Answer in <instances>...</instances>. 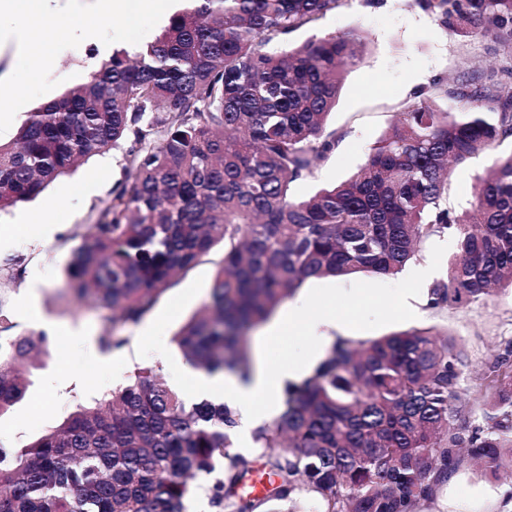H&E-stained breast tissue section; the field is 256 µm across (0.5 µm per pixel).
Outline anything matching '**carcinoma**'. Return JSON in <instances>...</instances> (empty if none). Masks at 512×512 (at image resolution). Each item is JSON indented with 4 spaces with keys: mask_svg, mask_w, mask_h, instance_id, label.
<instances>
[{
    "mask_svg": "<svg viewBox=\"0 0 512 512\" xmlns=\"http://www.w3.org/2000/svg\"><path fill=\"white\" fill-rule=\"evenodd\" d=\"M131 56L116 51L84 84L29 113L0 144V210L38 196L79 160L123 151L112 189L74 250L65 288L135 327L172 280L222 244L203 305L175 336L207 375L246 379V333L308 279L394 276L418 245L450 232L456 252L427 291L448 309L512 288V153L479 180L472 210L445 206L453 168L512 139V96L482 78L434 80L403 104L391 134L349 179L306 198L339 136L327 130L343 72L367 36L300 44L349 0H188ZM455 34L491 37L512 58V0H417ZM462 109L451 114L445 102ZM0 314V415L26 395L20 370L50 350L44 331L13 335ZM128 337L105 331V350ZM468 359L448 332L415 329L366 343L337 340L311 376L286 384L281 412L252 430L276 482L242 491L255 458L236 443V410L190 400L140 368L79 404L23 448H0V512H186L192 481L214 512H414L472 464L512 471V341L486 367L481 423L458 405Z\"/></svg>",
    "mask_w": 512,
    "mask_h": 512,
    "instance_id": "carcinoma-1",
    "label": "carcinoma"
}]
</instances>
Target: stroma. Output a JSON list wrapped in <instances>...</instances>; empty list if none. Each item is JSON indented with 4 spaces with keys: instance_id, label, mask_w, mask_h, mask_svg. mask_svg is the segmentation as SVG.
<instances>
[{
    "instance_id": "35a3bbf8",
    "label": "stroma",
    "mask_w": 512,
    "mask_h": 512,
    "mask_svg": "<svg viewBox=\"0 0 512 512\" xmlns=\"http://www.w3.org/2000/svg\"><path fill=\"white\" fill-rule=\"evenodd\" d=\"M91 3L74 0L76 9L88 15L85 41L74 42L68 28L60 27L51 59L10 46L0 49V72L9 71L14 88L11 111L0 114L1 143L14 140L28 113L87 81L86 60L98 45L136 52L183 7L182 0H158L155 9L146 10L138 0H130L126 14L101 20L90 15ZM349 30L367 34L368 57L346 74L328 122L329 129L341 133V140L334 153L318 164L313 177L293 183L291 194L296 198L350 176L390 131L401 104L413 92L438 77L483 73L496 62L490 40L452 35L415 0H380L375 6L351 0L315 27L292 33L289 40L301 43ZM510 153L512 142L506 141L455 168L448 186L449 209L468 206L478 179L498 157ZM127 176L122 153L111 150L78 164L38 197L0 211V259L21 258L24 268L21 278L0 281V312L13 323L14 334L43 330L53 339L48 355L29 373L25 399L0 416L1 446L20 448L31 443L58 426L77 404L110 393L143 366L160 368L169 384L180 390L190 387L189 380L176 373L183 357L172 338L206 300L222 248H215L209 261L188 275L176 278L151 314L130 329V340L120 350L106 351L100 345L101 336L112 326L111 311L63 288L72 250L80 245L113 187ZM49 205L69 218L57 226L51 239L29 234L15 224L18 213ZM455 246L453 235L438 234L422 243L398 276L309 279L297 294L315 302L335 297L337 312L353 320L348 334L356 342L414 328L448 331L468 355L462 390L468 408L474 410L485 393L486 364L512 340V294L495 293L458 309L422 305L428 285L418 282L415 271L427 267L433 276H440ZM408 288L414 289L412 303L420 308L415 316L402 311ZM506 489L512 491V478L462 471L449 479L434 501L420 504L418 512H506L511 506L502 496Z\"/></svg>"
}]
</instances>
